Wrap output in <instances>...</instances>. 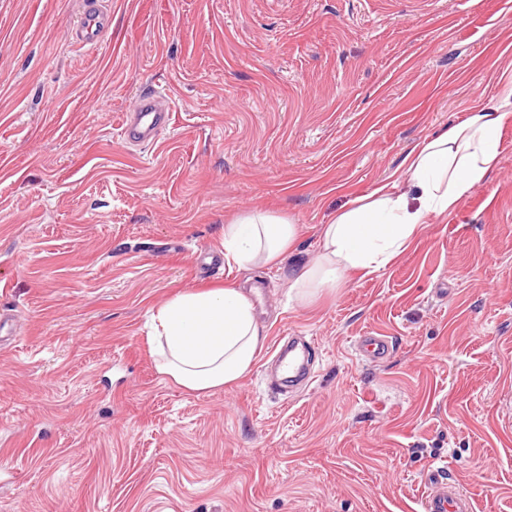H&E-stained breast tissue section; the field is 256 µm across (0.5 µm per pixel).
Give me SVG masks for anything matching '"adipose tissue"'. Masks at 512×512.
<instances>
[{
  "label": "adipose tissue",
  "mask_w": 512,
  "mask_h": 512,
  "mask_svg": "<svg viewBox=\"0 0 512 512\" xmlns=\"http://www.w3.org/2000/svg\"><path fill=\"white\" fill-rule=\"evenodd\" d=\"M507 118L499 104H490L415 144L405 156L402 183L379 186L320 225L316 258L288 279L290 300L306 307L348 275L389 268L433 217L454 210L468 189L485 181L498 161ZM296 238L292 220L246 213L224 227V258L244 269L277 266ZM265 339L250 296L235 283L177 295L152 315L158 372L192 392L245 377Z\"/></svg>",
  "instance_id": "adipose-tissue-1"
}]
</instances>
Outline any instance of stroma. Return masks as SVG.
Returning a JSON list of instances; mask_svg holds the SVG:
<instances>
[{"label": "stroma", "mask_w": 512, "mask_h": 512, "mask_svg": "<svg viewBox=\"0 0 512 512\" xmlns=\"http://www.w3.org/2000/svg\"><path fill=\"white\" fill-rule=\"evenodd\" d=\"M106 2L88 48L83 0H0V512H424L439 467L476 512H512V123L385 272L288 300L318 225L512 90V0ZM153 88L170 129L122 143ZM252 210L293 220V258L200 274ZM227 282L260 287L264 345L187 391L155 369L151 314ZM369 332L387 357L359 355ZM291 336L314 378L277 395ZM105 1L86 0L77 25L72 28L76 41L88 46H97L111 26V15Z\"/></svg>", "instance_id": "1"}]
</instances>
